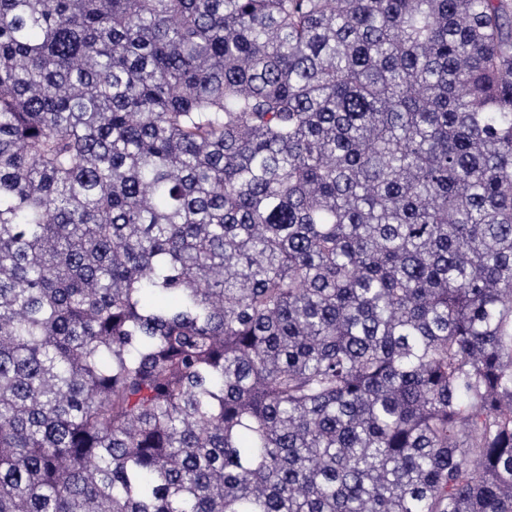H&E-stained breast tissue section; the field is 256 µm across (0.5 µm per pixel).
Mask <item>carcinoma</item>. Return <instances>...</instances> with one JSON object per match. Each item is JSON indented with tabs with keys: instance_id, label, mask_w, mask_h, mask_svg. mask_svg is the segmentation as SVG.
<instances>
[{
	"instance_id": "cac0c4a2",
	"label": "carcinoma",
	"mask_w": 512,
	"mask_h": 512,
	"mask_svg": "<svg viewBox=\"0 0 512 512\" xmlns=\"http://www.w3.org/2000/svg\"><path fill=\"white\" fill-rule=\"evenodd\" d=\"M0 512H512V0H0Z\"/></svg>"
}]
</instances>
